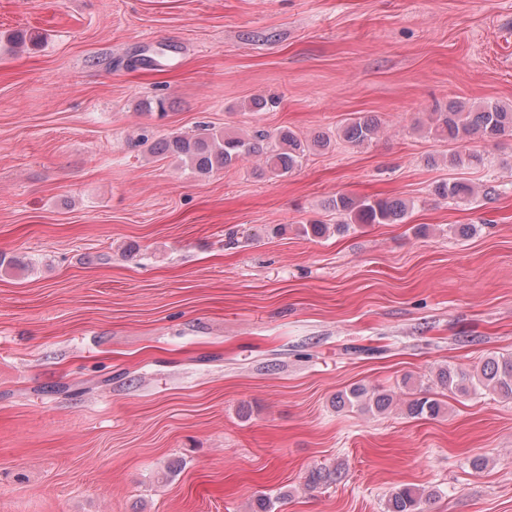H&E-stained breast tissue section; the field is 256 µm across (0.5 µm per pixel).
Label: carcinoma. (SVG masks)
Returning <instances> with one entry per match:
<instances>
[{
  "label": "carcinoma",
  "mask_w": 512,
  "mask_h": 512,
  "mask_svg": "<svg viewBox=\"0 0 512 512\" xmlns=\"http://www.w3.org/2000/svg\"><path fill=\"white\" fill-rule=\"evenodd\" d=\"M379 121L371 115L360 113L346 120L340 137L354 145H367L378 134ZM428 136L457 145L448 155V164L467 167L482 161V155L468 148L477 139L496 145L504 138H512V106L485 103L473 107L457 101L448 109L430 113L425 126ZM331 144L327 135H317L310 141L298 138L290 129H256L250 134L218 135L201 126L193 133L170 132L150 146V152L162 157L179 159L189 171L207 177L217 171L235 167L248 157L262 159L259 175L283 177L299 168L307 155L315 149H326ZM433 192L443 200L463 201L473 198L476 191L466 182H442ZM332 211L341 218L336 224L314 221L303 228L304 234L322 237L330 231L348 232L353 224H401L405 221L409 204L403 200L356 199L338 195L330 203ZM440 385L451 393L480 395L493 392L504 399H512V356L491 357L471 371L448 366L438 373ZM393 402V396L383 390L368 389L357 385L336 394V406L362 405L367 409L384 412ZM411 417H435L441 413L439 401L422 396L407 403ZM422 494L415 488H397L388 499L387 512H420Z\"/></svg>",
  "instance_id": "cac0c4a2"
}]
</instances>
